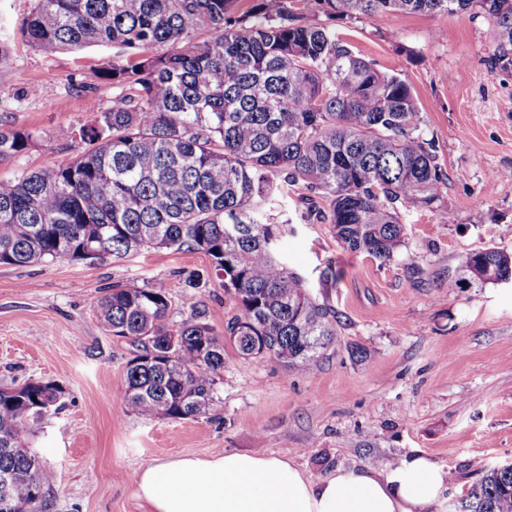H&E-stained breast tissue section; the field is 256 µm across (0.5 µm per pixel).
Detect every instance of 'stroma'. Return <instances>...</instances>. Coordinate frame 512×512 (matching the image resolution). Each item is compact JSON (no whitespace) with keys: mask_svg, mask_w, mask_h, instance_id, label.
<instances>
[{"mask_svg":"<svg viewBox=\"0 0 512 512\" xmlns=\"http://www.w3.org/2000/svg\"><path fill=\"white\" fill-rule=\"evenodd\" d=\"M34 4L0 0L8 50L0 129L36 137L0 158V180L73 161L71 131L119 94L98 75L112 47L50 53L25 41L20 28ZM334 27L413 87L448 176L441 208L402 211L404 244L386 262L344 252L329 225H296L280 254L318 303L335 309V344L310 371L226 346L221 401L194 420L145 419L121 406L137 349L104 331L93 307L117 284L154 288L170 297L172 320L186 314L189 295L223 331L237 308L221 280L186 287L209 269L204 253L0 265V386L63 388L31 439L54 474L37 512H148L135 492L140 468L224 449L289 458L316 477L421 452L451 473L446 498L429 512H450L485 467L512 464V284L467 288L459 269L475 250L512 253V68L491 65L492 25L470 12L385 13ZM328 268L336 277L326 282ZM355 346L363 358L351 357Z\"/></svg>","mask_w":512,"mask_h":512,"instance_id":"obj_1","label":"stroma"}]
</instances>
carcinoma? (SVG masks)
<instances>
[{
    "label": "carcinoma",
    "instance_id": "1",
    "mask_svg": "<svg viewBox=\"0 0 512 512\" xmlns=\"http://www.w3.org/2000/svg\"><path fill=\"white\" fill-rule=\"evenodd\" d=\"M21 34L38 50L112 46L100 77L121 89L72 130L82 151L66 166L0 181V264L121 259L142 250L198 251L238 314L218 333L196 309L169 321V297L113 287L100 326L136 343L121 401L146 419H197L221 401L224 347L311 370L336 336L277 257L293 232L281 197L301 196L302 220L328 224L340 248L386 261L403 245L400 209L431 208L447 186L412 86L357 54L330 22L384 13L475 10L493 26L492 61L512 64V0H35ZM33 134L0 129V157ZM467 287L512 280V254L462 260ZM56 383L0 389V472L12 470L14 512H35L46 469L28 438L60 398ZM459 512H512V465L488 468Z\"/></svg>",
    "mask_w": 512,
    "mask_h": 512
}]
</instances>
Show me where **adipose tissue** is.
<instances>
[{
  "label": "adipose tissue",
  "instance_id": "obj_1",
  "mask_svg": "<svg viewBox=\"0 0 512 512\" xmlns=\"http://www.w3.org/2000/svg\"><path fill=\"white\" fill-rule=\"evenodd\" d=\"M449 481L422 454L315 477L289 459L227 450L149 464L135 485L150 512H427Z\"/></svg>",
  "mask_w": 512,
  "mask_h": 512
}]
</instances>
